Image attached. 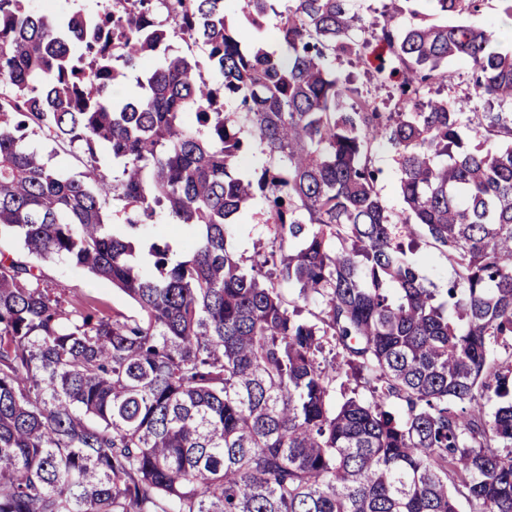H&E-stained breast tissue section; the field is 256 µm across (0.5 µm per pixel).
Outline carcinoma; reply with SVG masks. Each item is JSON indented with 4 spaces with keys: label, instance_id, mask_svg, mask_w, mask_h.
I'll return each instance as SVG.
<instances>
[{
    "label": "carcinoma",
    "instance_id": "carcinoma-1",
    "mask_svg": "<svg viewBox=\"0 0 512 512\" xmlns=\"http://www.w3.org/2000/svg\"><path fill=\"white\" fill-rule=\"evenodd\" d=\"M24 2L0 0V241L18 244L0 247V512H512V352L495 358L512 340V51L482 0H430L451 24L393 0L377 34L352 0H288L279 53L262 44L273 0L61 18ZM374 40L394 60L367 70L380 102L328 64H369ZM450 59L497 111L426 91ZM132 71L138 91L112 98ZM33 136L83 146L85 170ZM252 147L267 162L248 178ZM257 196L279 251L247 271L228 236ZM161 217L184 229L179 259L141 237ZM425 238L454 269L443 301L406 258ZM56 261L138 314L52 285ZM172 44L174 49L178 50L179 53L187 55L193 62H197L206 77L216 78V74L210 68L206 51L201 45L188 47V45L180 39H175ZM35 144L44 152L49 162L67 175H78L84 170L85 154L77 148L57 146L52 142L33 136ZM375 167L380 170L378 189L389 210L400 212L403 209V201L399 191L397 179V164L392 148L387 144L376 145Z\"/></svg>",
    "mask_w": 512,
    "mask_h": 512
}]
</instances>
